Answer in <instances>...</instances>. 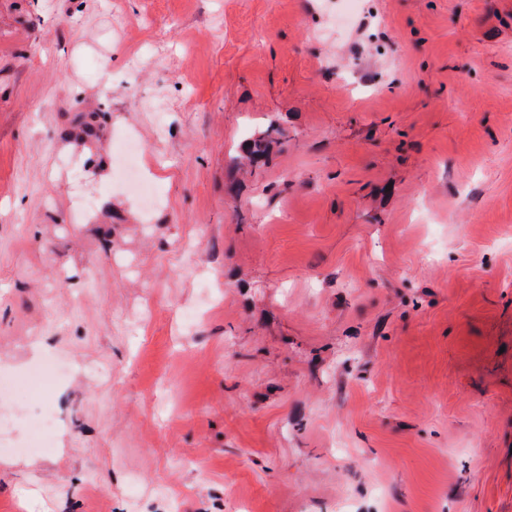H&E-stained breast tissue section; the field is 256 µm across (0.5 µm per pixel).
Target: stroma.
<instances>
[{"label": "stroma", "mask_w": 512, "mask_h": 512, "mask_svg": "<svg viewBox=\"0 0 512 512\" xmlns=\"http://www.w3.org/2000/svg\"><path fill=\"white\" fill-rule=\"evenodd\" d=\"M343 9L0 0V512H512V0ZM270 131L275 132L279 137L277 139H273L270 135ZM282 137H284L283 130L273 125L259 135H252L247 143L250 159L254 161L262 157L268 151L271 144L279 141ZM34 413L39 424L42 439L29 443H17L12 447L6 446L4 448H48L50 443L48 437L57 426V417L51 412L49 406L45 403H41Z\"/></svg>", "instance_id": "1"}]
</instances>
